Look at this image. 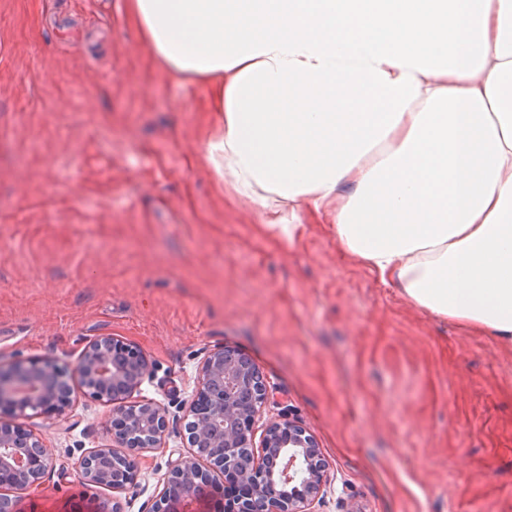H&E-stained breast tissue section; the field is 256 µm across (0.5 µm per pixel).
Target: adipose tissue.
I'll use <instances>...</instances> for the list:
<instances>
[{"mask_svg":"<svg viewBox=\"0 0 512 512\" xmlns=\"http://www.w3.org/2000/svg\"><path fill=\"white\" fill-rule=\"evenodd\" d=\"M205 84L216 176L283 242L309 217L433 316L512 344V0H129Z\"/></svg>","mask_w":512,"mask_h":512,"instance_id":"adipose-tissue-1","label":"adipose tissue"}]
</instances>
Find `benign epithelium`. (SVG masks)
<instances>
[{"label":"benign epithelium","mask_w":512,"mask_h":512,"mask_svg":"<svg viewBox=\"0 0 512 512\" xmlns=\"http://www.w3.org/2000/svg\"><path fill=\"white\" fill-rule=\"evenodd\" d=\"M150 375L146 356L114 336L88 342L73 369L90 397L112 406V440L122 459L108 448L80 459L83 480L114 492L127 490L136 477V458L163 448L170 434L168 408L139 400ZM274 387L242 351L221 346L208 351L198 366L190 403L181 407L187 454L169 463L159 502L149 512H185L192 500L210 498L214 512H314L327 481V464L311 434L282 413L261 422ZM72 408L70 376L56 364L39 361L0 367V512H18L7 487L39 486L52 468L43 438L26 429L30 414L63 420ZM219 429L222 444L210 447V466L238 487L230 499L200 466L196 448Z\"/></svg>","instance_id":"1"}]
</instances>
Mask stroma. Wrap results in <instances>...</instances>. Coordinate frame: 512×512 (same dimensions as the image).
I'll return each mask as SVG.
<instances>
[{
  "mask_svg": "<svg viewBox=\"0 0 512 512\" xmlns=\"http://www.w3.org/2000/svg\"><path fill=\"white\" fill-rule=\"evenodd\" d=\"M206 86L165 78L126 0H0V366L74 367L102 336L140 349L139 396L171 413L204 354L249 355L329 469L316 512H512V345L415 308L329 225L274 238L205 163ZM112 408L75 389L21 512H149L178 434L136 485L85 484Z\"/></svg>",
  "mask_w": 512,
  "mask_h": 512,
  "instance_id": "obj_1",
  "label": "stroma"
}]
</instances>
